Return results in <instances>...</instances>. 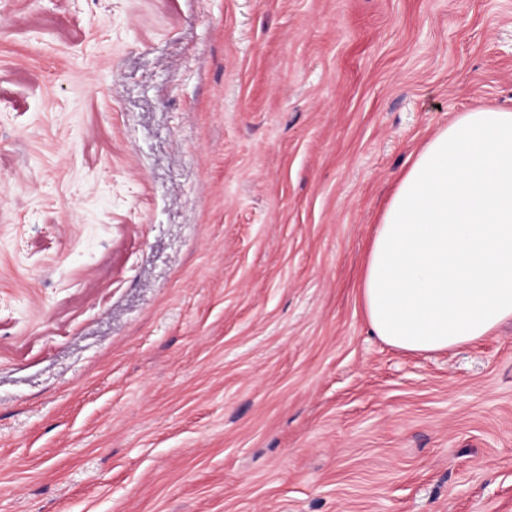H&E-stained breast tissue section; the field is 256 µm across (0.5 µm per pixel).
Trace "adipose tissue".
Listing matches in <instances>:
<instances>
[{
  "instance_id": "obj_1",
  "label": "adipose tissue",
  "mask_w": 512,
  "mask_h": 512,
  "mask_svg": "<svg viewBox=\"0 0 512 512\" xmlns=\"http://www.w3.org/2000/svg\"><path fill=\"white\" fill-rule=\"evenodd\" d=\"M359 292L373 333L405 352L467 347L512 320V110L461 113L418 150Z\"/></svg>"
}]
</instances>
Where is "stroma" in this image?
<instances>
[{
  "instance_id": "obj_1",
  "label": "stroma",
  "mask_w": 512,
  "mask_h": 512,
  "mask_svg": "<svg viewBox=\"0 0 512 512\" xmlns=\"http://www.w3.org/2000/svg\"><path fill=\"white\" fill-rule=\"evenodd\" d=\"M480 108L512 0H0V512H512V323L356 288Z\"/></svg>"
}]
</instances>
